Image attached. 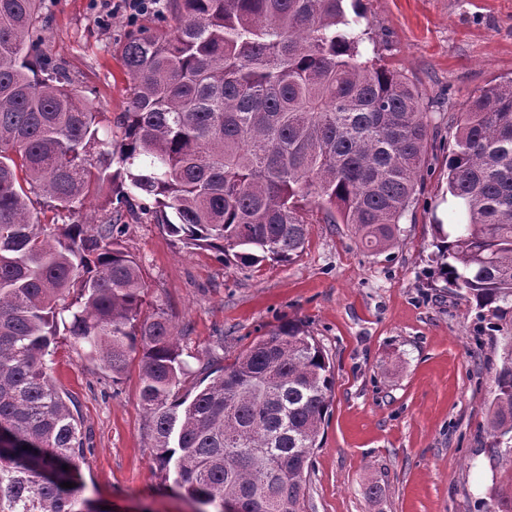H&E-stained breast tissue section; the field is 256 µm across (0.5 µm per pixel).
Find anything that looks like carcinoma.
Here are the masks:
<instances>
[{
	"instance_id": "carcinoma-1",
	"label": "carcinoma",
	"mask_w": 512,
	"mask_h": 512,
	"mask_svg": "<svg viewBox=\"0 0 512 512\" xmlns=\"http://www.w3.org/2000/svg\"><path fill=\"white\" fill-rule=\"evenodd\" d=\"M42 3L0 0V512H104L79 495L85 442L45 364L62 330L114 384L138 361L155 460L197 502L305 512L335 387L327 356L288 317L226 365L218 342L192 374L167 312L141 316V266L122 246L129 192L227 266L295 260L313 207L382 251L424 181L418 91L362 59L343 0H160L122 48L130 101L105 126L34 39ZM454 138L458 221L433 225L436 259L503 338L486 431L512 483V78L470 98ZM116 181L128 191L97 223L86 201ZM481 505L512 512L496 491Z\"/></svg>"
}]
</instances>
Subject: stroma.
<instances>
[{"label": "stroma", "instance_id": "35a3bbf8", "mask_svg": "<svg viewBox=\"0 0 512 512\" xmlns=\"http://www.w3.org/2000/svg\"><path fill=\"white\" fill-rule=\"evenodd\" d=\"M344 7L361 14L366 57L408 77L431 114L434 153L397 244L368 250L350 226L323 223L314 210L306 248L290 263L227 267L145 217L130 221L123 245L191 368L219 343L232 359L281 317L308 323L336 384L307 476L306 512H477V501L505 483L485 430L501 347L480 330L463 290L438 274L433 226L456 220L446 166L456 107L495 78L512 77V0ZM130 24L119 0H45L36 27L45 56L65 66L107 120L129 102L121 50ZM45 360L79 416L84 497L110 512H197L153 458L138 365L112 384L62 335Z\"/></svg>", "mask_w": 512, "mask_h": 512}]
</instances>
